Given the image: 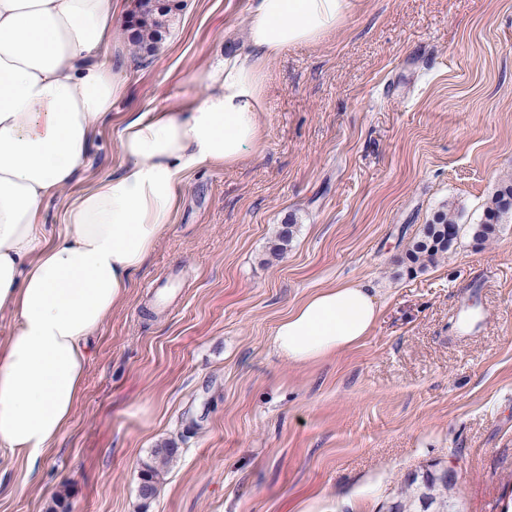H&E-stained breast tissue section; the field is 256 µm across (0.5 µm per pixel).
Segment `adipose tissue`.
Returning <instances> with one entry per match:
<instances>
[{
	"label": "adipose tissue",
	"instance_id": "ef3b65f1",
	"mask_svg": "<svg viewBox=\"0 0 512 512\" xmlns=\"http://www.w3.org/2000/svg\"><path fill=\"white\" fill-rule=\"evenodd\" d=\"M349 0H253L245 52L224 57L188 107L126 118L117 174L68 198L55 234L48 202L91 163L125 83L101 54L116 0H0V307L16 321L0 347V449L37 462L68 424L88 341L170 228L187 177L259 151L267 64L335 30ZM380 309L368 284L323 289L273 337L306 364L358 345Z\"/></svg>",
	"mask_w": 512,
	"mask_h": 512
}]
</instances>
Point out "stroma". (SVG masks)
Here are the masks:
<instances>
[{
    "label": "stroma",
    "instance_id": "1",
    "mask_svg": "<svg viewBox=\"0 0 512 512\" xmlns=\"http://www.w3.org/2000/svg\"><path fill=\"white\" fill-rule=\"evenodd\" d=\"M252 2L185 0L144 61L113 39L126 94L47 232L62 200L119 170L129 113L192 103L246 50ZM258 121L260 151L188 180L59 438L33 465L0 452V512H387L434 463L456 470L461 512L512 503V223L425 270L403 262L437 211L479 223L512 176V0H356L269 62ZM166 277L175 289L153 293ZM358 281L380 314L357 346L303 365L275 352L298 303ZM163 443L180 454L146 502ZM179 454V448L166 443L152 451V461L143 464L140 474L139 495L144 501L154 498L157 493L159 466L172 463Z\"/></svg>",
    "mask_w": 512,
    "mask_h": 512
}]
</instances>
